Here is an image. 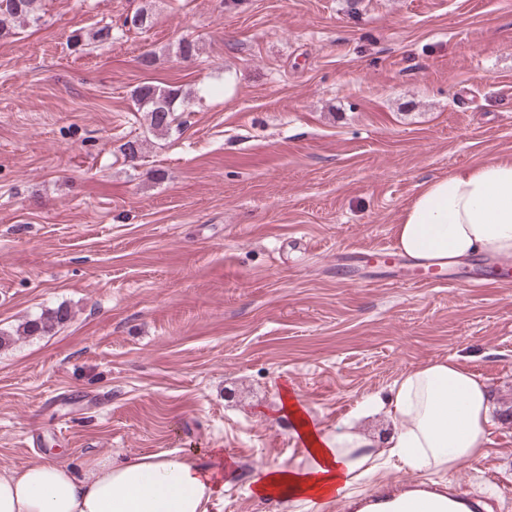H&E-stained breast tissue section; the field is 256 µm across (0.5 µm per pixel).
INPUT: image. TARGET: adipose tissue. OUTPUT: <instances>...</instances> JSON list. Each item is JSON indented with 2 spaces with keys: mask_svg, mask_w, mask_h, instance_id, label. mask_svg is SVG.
Masks as SVG:
<instances>
[{
  "mask_svg": "<svg viewBox=\"0 0 512 512\" xmlns=\"http://www.w3.org/2000/svg\"><path fill=\"white\" fill-rule=\"evenodd\" d=\"M396 246L423 262L485 255L512 258V158L482 161L422 183L396 228ZM396 424L386 442L348 420L336 431L317 427L297 405L288 414L303 450L298 462L268 465L252 495L289 501L304 512L351 495L379 462L399 460L412 471L452 474L476 460L489 441L487 384L455 361H435L403 373L388 399L371 400ZM223 460L198 451L87 458L81 468L35 462L0 468V512H207L224 493Z\"/></svg>",
  "mask_w": 512,
  "mask_h": 512,
  "instance_id": "1",
  "label": "adipose tissue"
}]
</instances>
